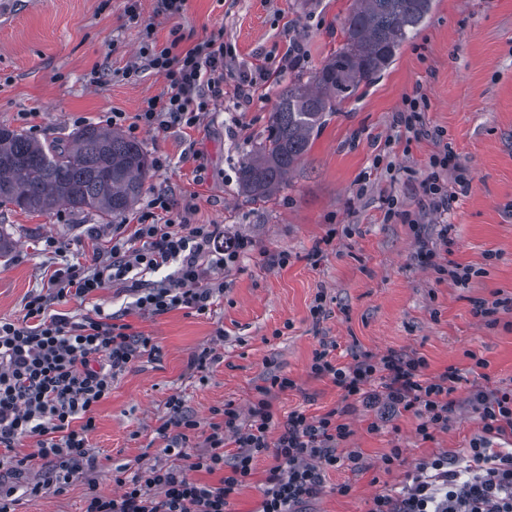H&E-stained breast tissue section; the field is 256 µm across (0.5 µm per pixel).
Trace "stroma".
Returning a JSON list of instances; mask_svg holds the SVG:
<instances>
[{
	"label": "stroma",
	"mask_w": 512,
	"mask_h": 512,
	"mask_svg": "<svg viewBox=\"0 0 512 512\" xmlns=\"http://www.w3.org/2000/svg\"><path fill=\"white\" fill-rule=\"evenodd\" d=\"M354 0H188L184 15L169 20L156 13V0H140V22L128 19L124 0H0V125L32 131L39 141L66 139L72 119L96 125L105 113L135 115L146 98L166 91L164 77L138 63L142 22L153 23L159 41L179 29L183 46L219 36L235 50L224 77V102L206 114L198 129L139 130L150 158L165 159L146 184L141 201L122 218L133 233L146 201L163 195L195 207L193 220L216 224L225 238L245 236L253 248L224 273V295L210 312L177 309L161 316L131 313L127 323L161 346V360H141L118 375L110 396L96 411L88 440L99 459L96 470L76 476L60 494L43 491L19 505V512H84L89 484L116 494L112 473L148 467L162 460L156 434L165 401L180 394L203 423L211 411L231 403L245 408L252 388L267 369L296 380L279 394V418L306 409L319 415L336 407L340 389L330 380L309 378L320 341H336L339 363L353 353L381 355L416 350L429 369L457 367L462 376L452 395L447 431L423 441L417 419L404 415L379 432L367 430L369 415L356 410L348 421L349 447L359 449L364 470L329 472L311 512H366L369 500L400 485L423 457L466 447L482 420L468 404L473 383L512 385V312L496 326L472 314L475 301L512 296V0H433L416 36L374 84L327 116L314 133L301 163L270 199L254 202L237 184L242 159L263 141L281 87L296 77L287 69L262 89L259 99L238 104L234 88L267 54H281L297 39L321 67L342 41L340 28ZM106 73L88 84L91 69ZM428 100L425 123L445 142L473 177L447 214L426 217L425 231L451 226L445 261L483 268L469 287L437 280L415 257L410 225L386 222L385 200L416 211L420 184L429 172L435 141L413 138L395 122L406 97ZM34 113L33 124L21 115ZM205 165L197 173V165ZM113 219L66 208L28 214L0 206V230L9 250L0 258V318L21 321L25 303L46 284L57 266L43 243L52 238L81 265L106 255ZM285 253V265L270 259ZM327 313L313 318L317 293ZM132 295L108 287L86 300L53 303L54 313L82 314L100 305L116 311ZM223 342H215L216 329ZM216 347L219 362L199 372L192 354ZM486 360L484 371L472 357ZM403 451L401 464L383 471L390 449ZM351 486L348 495L338 484Z\"/></svg>",
	"instance_id": "stroma-1"
}]
</instances>
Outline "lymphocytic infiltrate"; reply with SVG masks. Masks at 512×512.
Returning a JSON list of instances; mask_svg holds the SVG:
<instances>
[{"mask_svg": "<svg viewBox=\"0 0 512 512\" xmlns=\"http://www.w3.org/2000/svg\"><path fill=\"white\" fill-rule=\"evenodd\" d=\"M180 42L177 36L158 41L153 23H144L139 54L168 87L144 100L134 116L136 126L192 129L223 102L231 46L209 38L185 49ZM305 60L300 43L290 41L280 59L265 58L237 84L234 94L252 101L282 69ZM429 168L420 205L431 213L448 212L472 176L448 147L431 156ZM190 215V208L153 197L133 235L115 232L109 254L88 268L63 259L55 241L45 242V249L61 257L46 291L29 296L22 321L0 320V469L11 478L10 484L0 483V512H16V482L28 477L31 461L48 465L32 483L35 493L50 485L63 492L74 477L97 469L88 444L97 407L121 372L141 358L162 357L152 337L125 323L124 311L97 306L75 316L52 314L51 302L83 300L117 286L135 296L139 311L160 316L176 309L203 314L223 295L219 273L232 269L252 242L239 237L221 245L219 225L192 223ZM449 231V225H442L434 241L416 236V256L465 288L482 271L440 263ZM158 272L163 280H155ZM335 350V342H321L309 366L311 378L330 380L342 391L336 407L319 415L296 409L286 422H279L274 402L296 383L273 373L254 386L246 409L225 404L213 409L205 425L186 413L180 395L169 396L166 418L157 429L166 463L138 469L130 477L116 469L112 480L118 494L104 496L89 489L84 512H225L263 455L274 463L252 512H307L328 472L362 467L359 451L340 449L352 434L347 418L355 408L372 413V432L407 414L418 418L422 440L447 430L451 396L461 380L457 368L433 373L419 353L395 350L380 356L356 353L351 362L341 364ZM469 402L483 426L467 448L420 459L403 486L375 495L367 512H512V448L504 444L512 439V388L475 384ZM275 428L280 431L276 437L271 434ZM26 440L34 442L33 452L22 459L12 457V450ZM202 472H216L220 478L214 483L199 480Z\"/></svg>", "mask_w": 512, "mask_h": 512, "instance_id": "obj_1", "label": "lymphocytic infiltrate"}]
</instances>
